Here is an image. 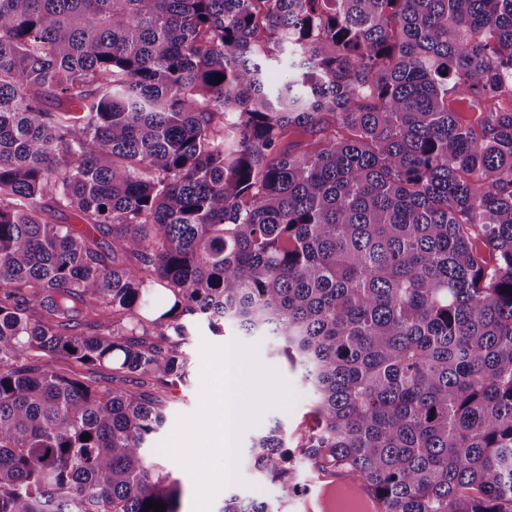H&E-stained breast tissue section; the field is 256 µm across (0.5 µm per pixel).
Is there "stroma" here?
Returning a JSON list of instances; mask_svg holds the SVG:
<instances>
[{"instance_id":"35a3bbf8","label":"stroma","mask_w":512,"mask_h":512,"mask_svg":"<svg viewBox=\"0 0 512 512\" xmlns=\"http://www.w3.org/2000/svg\"><path fill=\"white\" fill-rule=\"evenodd\" d=\"M234 341L255 346L260 364L275 370L291 386L297 396L291 408L267 409L256 424L247 427L239 439L240 453H247L251 438L257 432L273 426L275 422H283L291 432L297 434L303 433L307 428L305 416L313 403L312 396L306 386L302 384L298 372L292 370L285 358L274 353L270 337L246 336L231 324L225 325L217 332L209 329L207 323L204 322L190 325L186 346L190 364L189 379L172 385L164 394L166 421L154 437L155 447L148 450L149 455L157 461L159 467L170 472L172 479L177 480L182 490L181 508L183 512H191L196 493L194 480L185 467L160 452L157 445L173 432L179 417L196 413L200 406L202 344L224 346ZM238 474L241 478L240 483L227 486L224 488L222 495L216 496L211 505L212 512H220L225 496L234 493L244 498L254 495L262 496L268 501L273 512H295L294 508L291 507L281 508L277 500L275 486L261 475L244 468L239 469Z\"/></svg>"}]
</instances>
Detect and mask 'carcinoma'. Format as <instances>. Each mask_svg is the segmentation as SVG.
<instances>
[{
    "mask_svg": "<svg viewBox=\"0 0 512 512\" xmlns=\"http://www.w3.org/2000/svg\"><path fill=\"white\" fill-rule=\"evenodd\" d=\"M184 316L274 337L383 512H512V0H0V512H180ZM244 464L307 492L280 422Z\"/></svg>",
    "mask_w": 512,
    "mask_h": 512,
    "instance_id": "obj_1",
    "label": "carcinoma"
}]
</instances>
